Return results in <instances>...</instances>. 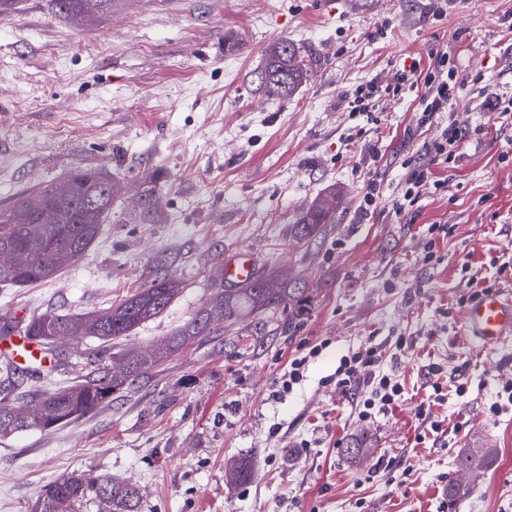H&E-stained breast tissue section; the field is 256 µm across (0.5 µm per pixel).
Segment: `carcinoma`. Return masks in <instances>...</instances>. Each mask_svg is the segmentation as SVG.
<instances>
[{"label":"carcinoma","mask_w":512,"mask_h":512,"mask_svg":"<svg viewBox=\"0 0 512 512\" xmlns=\"http://www.w3.org/2000/svg\"><path fill=\"white\" fill-rule=\"evenodd\" d=\"M114 2L51 0L54 15L87 20L112 13ZM307 78L308 69L288 40L268 49L260 73L261 86L268 94L288 97ZM98 175L93 169L77 170L67 178L68 195H57V184H48L0 209V248L10 253L9 263L0 266V283L25 287L50 281L88 251L98 238L101 224L112 214V202L120 190L114 182L112 192H107ZM39 201L55 210L57 223L34 224V206ZM335 214L336 193L318 196L298 214L293 225L295 238L301 241L316 236L321 225L329 223ZM182 290L183 283L176 276L156 271L115 306L90 314L49 311L31 319L25 332L48 345L51 354L57 340L63 338L92 337L109 343L162 314ZM312 301L313 290L305 282L278 271L259 274L239 288H226L219 280L192 319L149 351L127 353L113 364L100 359L93 375L78 384L47 388L17 405L0 406V435L48 430L89 415L115 390L162 365L199 337L211 336L250 317L278 311L284 326L291 329L308 313ZM496 456L497 449L483 444L467 448L457 459V471L477 476L494 463ZM250 475L251 463L245 459L230 461L225 470L227 481L234 484L246 481ZM469 492L470 487L459 479H448V502L454 503ZM141 502L136 484L82 472L57 479L44 489L39 500L41 512H85L90 508L96 512H141Z\"/></svg>","instance_id":"1"}]
</instances>
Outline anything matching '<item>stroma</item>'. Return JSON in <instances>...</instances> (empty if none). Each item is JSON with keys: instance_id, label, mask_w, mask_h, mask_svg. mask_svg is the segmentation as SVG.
<instances>
[{"instance_id": "stroma-1", "label": "stroma", "mask_w": 512, "mask_h": 512, "mask_svg": "<svg viewBox=\"0 0 512 512\" xmlns=\"http://www.w3.org/2000/svg\"><path fill=\"white\" fill-rule=\"evenodd\" d=\"M439 3L137 0L78 25L54 16L50 0H19L0 16V207L77 168L122 187L73 265L47 283L0 284L1 329L51 309L108 308L155 269L182 280L181 295L108 347L117 357L147 350L203 307L235 249L314 291L295 329L270 317L228 327L79 420L0 436V512H35L46 486L74 471L136 483L142 512H512V407L488 411L512 379V337L484 346L464 323L467 280L512 292V128L477 110L475 83L512 84L501 23L512 0H459L436 20ZM281 39L309 67L288 98L266 95L255 77ZM442 47L467 82L452 106L464 155L438 170L447 193L422 196L403 224L386 202L441 126L418 127L417 89L368 118H350L345 98ZM355 126L365 133L348 141ZM371 179L385 202L362 221ZM327 191L339 200L334 222L297 240L298 211ZM369 346L403 394L363 420L368 389L341 395L334 380ZM98 348L93 338L58 345L54 378L82 379ZM297 354L309 357L302 381L277 391ZM482 441L495 462L449 503L458 455ZM356 442L368 461L348 455ZM242 458L250 479L228 483L227 463Z\"/></svg>"}]
</instances>
